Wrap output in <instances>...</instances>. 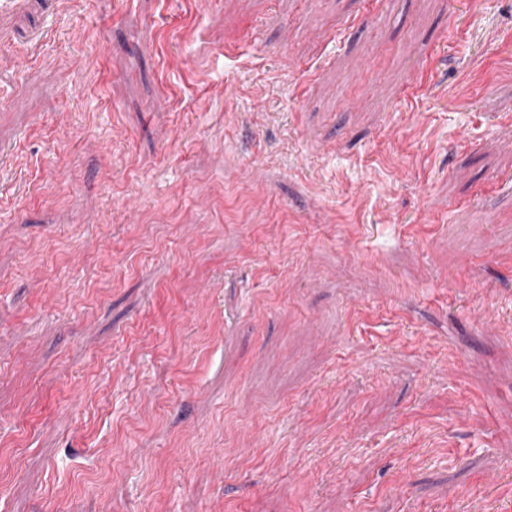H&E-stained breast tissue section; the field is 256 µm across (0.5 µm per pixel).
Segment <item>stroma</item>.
<instances>
[{
  "label": "stroma",
  "mask_w": 512,
  "mask_h": 512,
  "mask_svg": "<svg viewBox=\"0 0 512 512\" xmlns=\"http://www.w3.org/2000/svg\"><path fill=\"white\" fill-rule=\"evenodd\" d=\"M0 20V512H512V0Z\"/></svg>",
  "instance_id": "1"
}]
</instances>
